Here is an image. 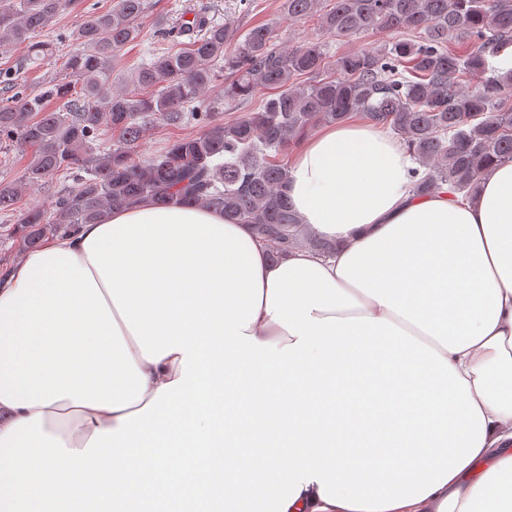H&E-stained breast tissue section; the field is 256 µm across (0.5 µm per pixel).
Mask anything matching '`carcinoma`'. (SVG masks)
<instances>
[{
    "label": "carcinoma",
    "mask_w": 512,
    "mask_h": 512,
    "mask_svg": "<svg viewBox=\"0 0 512 512\" xmlns=\"http://www.w3.org/2000/svg\"><path fill=\"white\" fill-rule=\"evenodd\" d=\"M322 2L285 0V8L294 19L317 17L333 37H406L332 60L321 42L284 46L266 24L241 33L230 20L201 14L171 26L159 20L170 48L140 64L134 91L109 93L117 57L139 39L149 10L148 0H116L108 11L84 15L73 31L83 49L63 63L71 80L27 93L16 74L54 55L38 35L62 0H0V47L26 48L0 71V143L34 150L18 181L0 185V212L60 172L74 178L52 212L19 215L12 234L30 249L112 208L173 203L249 224L276 254L303 246L328 255L334 244L310 235L284 195V152L316 126L355 112L398 135L425 168L415 185L420 195L446 184L466 196L488 165L512 162V70L492 64L512 53V0H332L327 10ZM224 72L223 93L205 97ZM263 91L269 95L252 107ZM52 100L61 105L49 110ZM223 110L237 116L224 121ZM156 119L202 132L137 160L133 153ZM104 129L115 141L98 155Z\"/></svg>",
    "instance_id": "cac0c4a2"
}]
</instances>
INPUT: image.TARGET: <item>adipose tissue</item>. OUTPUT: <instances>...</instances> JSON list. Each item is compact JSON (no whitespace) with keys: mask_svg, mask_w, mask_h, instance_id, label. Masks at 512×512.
<instances>
[{"mask_svg":"<svg viewBox=\"0 0 512 512\" xmlns=\"http://www.w3.org/2000/svg\"><path fill=\"white\" fill-rule=\"evenodd\" d=\"M360 119L286 192L335 249L273 257L145 203L0 281V512H512V162L414 192Z\"/></svg>","mask_w":512,"mask_h":512,"instance_id":"obj_1","label":"adipose tissue"}]
</instances>
